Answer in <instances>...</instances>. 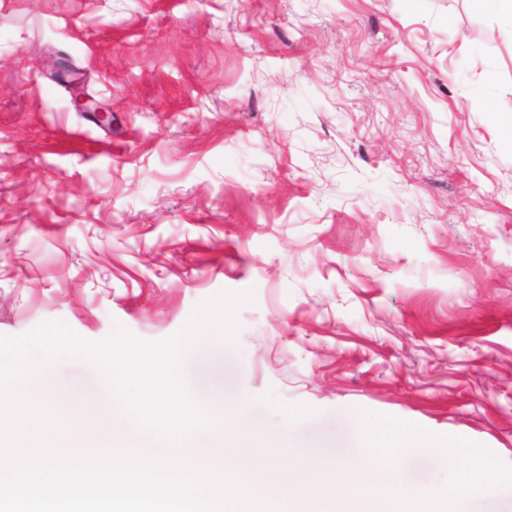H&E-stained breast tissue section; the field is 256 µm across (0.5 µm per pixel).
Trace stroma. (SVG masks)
<instances>
[{"label":"stroma","mask_w":512,"mask_h":512,"mask_svg":"<svg viewBox=\"0 0 512 512\" xmlns=\"http://www.w3.org/2000/svg\"><path fill=\"white\" fill-rule=\"evenodd\" d=\"M80 70L112 111H76ZM263 441L364 411L512 463V30L485 0H0V335L220 291Z\"/></svg>","instance_id":"obj_1"}]
</instances>
